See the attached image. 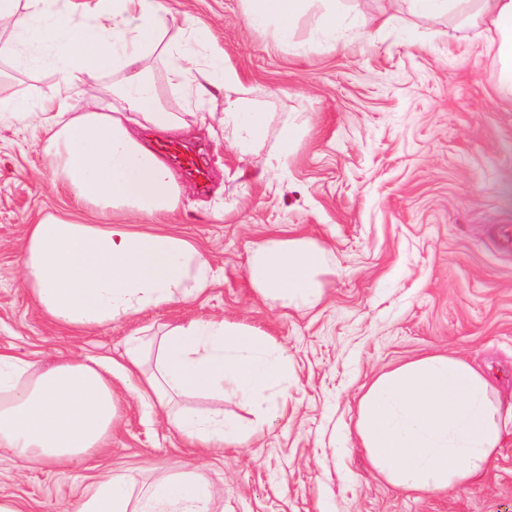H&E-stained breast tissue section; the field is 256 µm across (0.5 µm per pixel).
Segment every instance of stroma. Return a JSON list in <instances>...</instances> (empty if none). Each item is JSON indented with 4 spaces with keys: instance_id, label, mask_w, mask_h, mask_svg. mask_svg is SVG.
Wrapping results in <instances>:
<instances>
[{
    "instance_id": "stroma-1",
    "label": "stroma",
    "mask_w": 512,
    "mask_h": 512,
    "mask_svg": "<svg viewBox=\"0 0 512 512\" xmlns=\"http://www.w3.org/2000/svg\"><path fill=\"white\" fill-rule=\"evenodd\" d=\"M168 37L186 20L207 31L224 69L268 116L249 152L219 120L179 142L207 174H180L173 228L209 258L214 279L194 300L75 334L52 324L23 286L28 224L68 205L56 189L35 115L0 118V349L44 369L68 356L121 365L133 334L224 319L268 336L289 358L288 407L259 418L237 399L226 414L254 428L240 444L188 447L152 408L119 402L110 447L75 467H25L0 455V497L18 512H66L108 470L150 483L201 466L214 512H512V422L467 486L408 492L372 469L356 435L359 401L380 374L429 355L479 367L512 401V92L474 6L424 17L405 0H343L357 19L342 48L312 8L289 44L243 20V0H165ZM302 130L274 165L283 123ZM300 238L325 250L322 301L282 309L251 288L253 246Z\"/></svg>"
}]
</instances>
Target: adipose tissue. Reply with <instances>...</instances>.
I'll return each instance as SVG.
<instances>
[{"mask_svg": "<svg viewBox=\"0 0 512 512\" xmlns=\"http://www.w3.org/2000/svg\"><path fill=\"white\" fill-rule=\"evenodd\" d=\"M322 2L328 27L345 21L338 0H244L245 23L274 28L288 43L298 19ZM488 47L512 86V0H477ZM163 0H0V61L26 72L50 71L36 98L0 95V116L34 112L54 185L75 208L102 216L81 224L48 213L28 225L23 282L42 314L81 333L110 327L147 310L186 302L214 278L210 261L188 239L164 231L180 208L182 188L167 163L136 134L181 131L163 89L187 102L225 98L222 122L235 145L248 149L266 134V113L249 109L246 91L225 73L205 32L188 23L167 38ZM165 77L157 79V62ZM112 76L95 109L73 112L83 88ZM156 224L142 231L127 216ZM323 252L302 239L257 244L247 266L255 291L283 308L313 305ZM125 389L151 403L196 448L238 444L243 434L223 411L181 406L188 394L232 395L258 413L288 405V356L266 336L223 319L192 320L151 342L125 341ZM152 369H145V362ZM503 406L490 379L453 356L426 357L378 377L360 401L357 433L373 469L392 485L435 492L466 486L501 447ZM118 400L109 369L91 357L33 369L0 351V450L27 464L66 468L82 463L112 437ZM213 493L200 467L144 485L115 471L87 486L74 512H213Z\"/></svg>", "mask_w": 512, "mask_h": 512, "instance_id": "1", "label": "adipose tissue"}]
</instances>
